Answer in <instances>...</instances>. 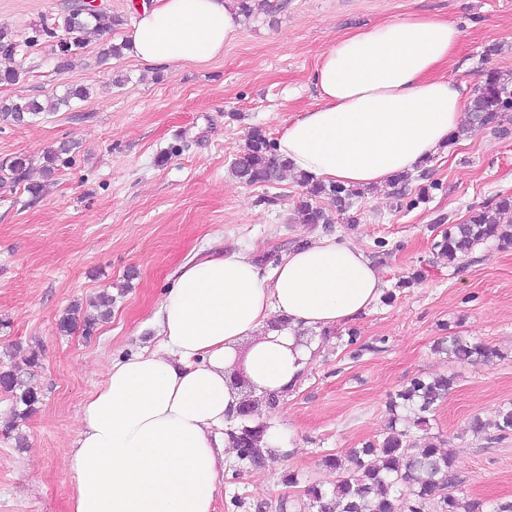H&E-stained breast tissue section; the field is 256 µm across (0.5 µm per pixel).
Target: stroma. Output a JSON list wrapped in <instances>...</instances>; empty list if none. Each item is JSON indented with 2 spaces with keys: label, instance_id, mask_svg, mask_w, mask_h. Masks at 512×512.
Segmentation results:
<instances>
[{
  "label": "stroma",
  "instance_id": "stroma-1",
  "mask_svg": "<svg viewBox=\"0 0 512 512\" xmlns=\"http://www.w3.org/2000/svg\"><path fill=\"white\" fill-rule=\"evenodd\" d=\"M87 1L0 0V27L21 41ZM92 1L123 25L90 34L65 67L51 42L39 41L19 57L25 81L0 84V101L89 90L32 122L0 120V161L33 162L28 182L0 181V361L38 351L29 382L42 394L37 410L17 421L11 395L0 391V512H68L66 453L79 410L112 361L158 346L155 316L181 264L243 250L269 268L322 236L363 248L396 298L351 326L306 332L316 357L269 407L287 445L257 466L227 449L216 512H289L308 484L333 487L337 474L323 458L381 439L390 396L413 377L440 374L455 383L430 432L454 456V494L512 502V435L467 429L512 402V245L490 240L456 263L433 250L448 225L512 195V112L452 141L406 185L365 192L354 224L292 223L304 194L293 178L270 188L230 172L253 129L277 141L316 105L313 73L336 39L407 13L459 29L442 75L472 89L492 68L512 83V0H251L252 15L222 56L162 69L126 53L100 57L154 0ZM63 142L76 145L70 162L44 174V155ZM31 182L43 184L39 198L28 193ZM425 185L429 198L416 203ZM418 271L420 281L399 287ZM104 291L112 314L92 335L59 332L66 309ZM352 329L365 351L348 346ZM448 332L484 343L495 357L452 361L435 349Z\"/></svg>",
  "mask_w": 512,
  "mask_h": 512
}]
</instances>
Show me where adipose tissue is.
Returning <instances> with one entry per match:
<instances>
[{"label":"adipose tissue","instance_id":"obj_1","mask_svg":"<svg viewBox=\"0 0 512 512\" xmlns=\"http://www.w3.org/2000/svg\"><path fill=\"white\" fill-rule=\"evenodd\" d=\"M234 0H158L126 34L130 55L152 67L206 62L239 28ZM460 32L408 15L338 38L317 65L318 103L277 142L294 173L346 185L388 184L445 152L464 117L462 88L439 69ZM383 281L365 251L323 237L264 269L244 251L183 263L157 316L155 350L111 364L84 401L67 453L69 512H215L225 422L241 396L295 385L310 363L308 329L329 330L368 312ZM287 330H271L273 313Z\"/></svg>","mask_w":512,"mask_h":512}]
</instances>
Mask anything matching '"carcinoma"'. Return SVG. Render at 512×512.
<instances>
[{
  "label": "carcinoma",
  "instance_id": "1",
  "mask_svg": "<svg viewBox=\"0 0 512 512\" xmlns=\"http://www.w3.org/2000/svg\"><path fill=\"white\" fill-rule=\"evenodd\" d=\"M123 20L105 13H83L72 10L61 17V21L35 29V36L19 42L5 29L0 28V58L10 61L11 66L0 71V82L17 84L27 75L15 58L22 47L30 46L41 39H53L57 31L65 33L64 41L55 43V55L60 65H67L70 57L83 48V35L87 30L120 26ZM88 96L87 89L71 87L61 96L46 101L18 98L8 103L0 102V118L14 123H25L46 111L68 107L74 99ZM512 110V86L493 70L483 73L482 85L470 100L471 129L494 127L502 114ZM75 150V145L62 143L50 151L45 158V171L50 173L55 163ZM30 161L16 156L0 164V180L10 178L13 182L26 180ZM288 161L277 154L275 144L265 134L255 129L247 138L243 148L231 164L232 174L249 185H273L288 171ZM306 188L304 195L293 209L295 224H332L333 213L317 204V198L328 195L336 202V213L344 215L352 210L356 200L364 195L355 186L338 183H323L307 175L297 176ZM498 240L512 244V196H501L494 206L474 209L463 224H452L442 232L435 243L438 253L454 262L468 256L476 246ZM86 313L74 304L58 319V330L71 333L82 329L89 335L98 322L111 314L112 297L102 294ZM437 350L459 363L476 359L490 360L496 351L487 346L467 340L463 336H446L437 343ZM38 356L31 354L24 365L10 363L0 366V389L11 394L14 417L24 419L41 403V394L26 386L25 368L36 365ZM455 382L453 375L420 377L411 379L390 397L388 421L383 438L365 442L359 448L350 449L345 455H328L323 463L341 473L340 479L331 489L310 485L305 490L307 508L316 512H425L431 497L440 496L441 512H512V503L489 505L477 499L456 496L454 459L445 451L444 440L429 432L430 417L439 403L443 402ZM242 406L249 412L240 414L243 422L229 431L239 451V459L253 465L262 463L260 442L266 426L252 424L256 404L245 398ZM493 430L505 437L512 432V404L503 406L492 421L474 418L469 424L472 432Z\"/></svg>",
  "mask_w": 512,
  "mask_h": 512
}]
</instances>
